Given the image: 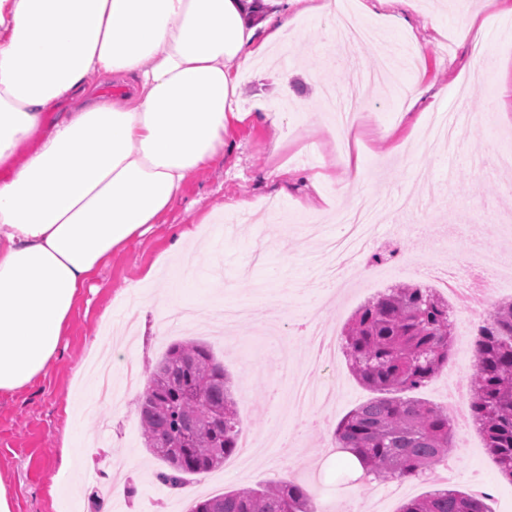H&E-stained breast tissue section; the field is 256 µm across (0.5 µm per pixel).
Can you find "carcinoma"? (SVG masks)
I'll use <instances>...</instances> for the list:
<instances>
[{
    "label": "carcinoma",
    "instance_id": "cac0c4a2",
    "mask_svg": "<svg viewBox=\"0 0 512 512\" xmlns=\"http://www.w3.org/2000/svg\"><path fill=\"white\" fill-rule=\"evenodd\" d=\"M356 378L379 396L337 424L333 440L379 481L417 476L454 448L448 409L407 398L448 368L455 328L448 301L433 289L399 283L361 307L344 332ZM501 473L512 480V302L483 319L468 404ZM143 445L164 469L157 480L175 489L191 475L224 466L238 448L241 420L224 372L201 341L172 343L140 396ZM191 512H316L304 487L271 482L197 502ZM398 512H489L467 490L435 489Z\"/></svg>",
    "mask_w": 512,
    "mask_h": 512
}]
</instances>
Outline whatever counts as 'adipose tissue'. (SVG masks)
Instances as JSON below:
<instances>
[{"label":"adipose tissue","mask_w":512,"mask_h":512,"mask_svg":"<svg viewBox=\"0 0 512 512\" xmlns=\"http://www.w3.org/2000/svg\"><path fill=\"white\" fill-rule=\"evenodd\" d=\"M0 0V398L64 354L84 288L235 142L242 75L342 0ZM126 91L95 95L104 77ZM58 112L46 125L50 112Z\"/></svg>","instance_id":"1"}]
</instances>
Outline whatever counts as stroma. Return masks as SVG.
I'll use <instances>...</instances> for the list:
<instances>
[{"instance_id":"stroma-1","label":"stroma","mask_w":512,"mask_h":512,"mask_svg":"<svg viewBox=\"0 0 512 512\" xmlns=\"http://www.w3.org/2000/svg\"><path fill=\"white\" fill-rule=\"evenodd\" d=\"M352 2L356 16L377 30V41L339 48L329 39V17H298L284 33L283 63L259 65L245 78L239 105L249 117L235 128L233 155L223 167L200 172L160 224L130 249L112 254L77 301L65 331V356L37 392L0 399V481L14 491V512H68L66 499L52 497L49 489L58 476L66 428L63 408L81 403L91 387L87 366L96 340L111 343L112 377L121 386L126 366L144 377L170 344L205 342L236 384L240 440L265 436L277 427L287 430L288 440L265 449L247 471L218 469L190 476L184 489H172L156 480L161 463L143 446L139 393L122 387L116 399L102 402L99 414L81 422L85 440L72 471L82 512H91L100 496L99 476L108 468L133 489L112 512H180L200 499L269 481L301 483L318 512L333 500L349 505L376 499L385 512H397L402 502L426 492V485L406 481L399 493L381 499L384 483L357 480L339 452H326L338 421L375 396L355 378L346 357L317 370L321 380L338 378L344 384L335 408L313 409L322 426L299 429L284 416L287 381L278 366L287 362L292 373L306 367L304 336H293L285 350L275 352L258 324L248 322L227 334L209 318L182 314L193 300L182 294L181 282H212L216 301L262 307L269 321L287 319L293 306L314 309L341 332L362 305L394 286L391 277L357 279L327 300L318 297L317 244L308 238L303 219L312 208L338 200L336 180H311L315 172L334 167L339 156L327 130L329 121L317 108L327 85L364 106L362 121L346 144L361 157L363 194L385 200L390 209L389 224L375 227L380 252L397 246L423 252L424 236L449 213L468 224L512 214L506 205L512 198V175L497 176L490 167L498 150L512 148V37L502 32L503 23L512 24V0H497L491 8L482 0ZM390 13L403 18V27L386 25ZM384 48L422 55L424 71L397 68L399 84L424 88L417 102L405 97L393 104L381 101L377 88L358 85L350 70L335 63L341 54L370 69ZM284 85L291 100L280 97ZM462 98L475 104L476 118L465 121L459 144L446 154L423 147V131L433 113L453 112ZM260 104L277 113L276 123L256 115ZM275 139L282 144L276 153L270 150ZM274 167L286 168V175L270 176ZM240 199L252 202L261 217L232 230L220 222L222 206ZM205 212L211 218L200 232L210 239L211 250L185 260L172 257L174 225L195 222ZM417 223L423 237L406 236V225ZM151 269L156 272L153 283L143 284ZM164 294L175 296L178 307L162 332L161 315L148 302ZM448 463L453 485L471 488L474 474H481L492 488L490 512H512V480L500 472L476 428L456 437Z\"/></svg>"}]
</instances>
